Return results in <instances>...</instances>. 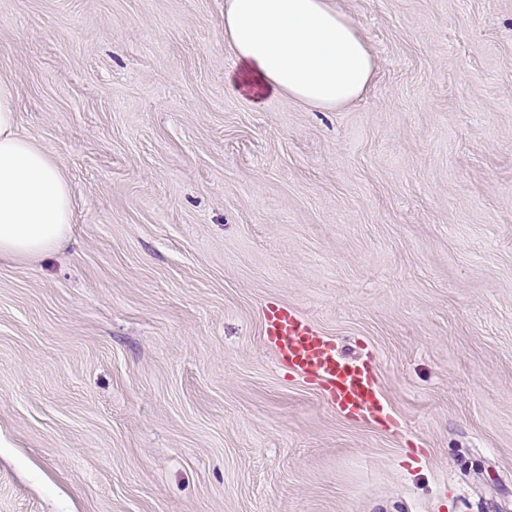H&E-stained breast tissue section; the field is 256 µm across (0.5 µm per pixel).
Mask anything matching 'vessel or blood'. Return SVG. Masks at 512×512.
I'll return each mask as SVG.
<instances>
[{
  "instance_id": "b4317fda",
  "label": "vessel or blood",
  "mask_w": 512,
  "mask_h": 512,
  "mask_svg": "<svg viewBox=\"0 0 512 512\" xmlns=\"http://www.w3.org/2000/svg\"><path fill=\"white\" fill-rule=\"evenodd\" d=\"M265 336L276 361L317 386L346 417L357 419L370 412L383 418L372 360L337 356L328 337L292 307L266 311Z\"/></svg>"
}]
</instances>
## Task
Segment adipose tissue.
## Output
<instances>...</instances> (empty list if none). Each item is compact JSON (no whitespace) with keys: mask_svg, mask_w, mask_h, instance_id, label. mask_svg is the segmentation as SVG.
I'll use <instances>...</instances> for the list:
<instances>
[{"mask_svg":"<svg viewBox=\"0 0 512 512\" xmlns=\"http://www.w3.org/2000/svg\"><path fill=\"white\" fill-rule=\"evenodd\" d=\"M224 42L235 89L257 104L285 95L338 109L361 98L376 65L332 0H225ZM17 123L14 87L0 78V258L24 261L61 249L73 212L60 165Z\"/></svg>","mask_w":512,"mask_h":512,"instance_id":"obj_1","label":"adipose tissue"}]
</instances>
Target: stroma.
Returning <instances> with one entry per match:
<instances>
[{"label":"stroma","mask_w":512,"mask_h":512,"mask_svg":"<svg viewBox=\"0 0 512 512\" xmlns=\"http://www.w3.org/2000/svg\"><path fill=\"white\" fill-rule=\"evenodd\" d=\"M354 105L229 80L224 0H0L71 241L0 261V512H512V0H336ZM372 354L397 426L278 367ZM265 336L276 361L317 386L346 417L358 419L367 411L387 417L377 396L374 360L336 356L328 337L293 307L265 312Z\"/></svg>","instance_id":"1"}]
</instances>
